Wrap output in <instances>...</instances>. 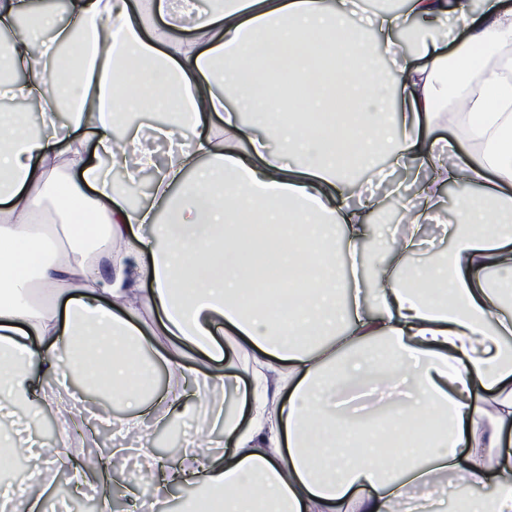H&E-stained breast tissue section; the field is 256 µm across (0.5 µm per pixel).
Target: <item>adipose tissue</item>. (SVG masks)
Wrapping results in <instances>:
<instances>
[{"mask_svg": "<svg viewBox=\"0 0 512 512\" xmlns=\"http://www.w3.org/2000/svg\"><path fill=\"white\" fill-rule=\"evenodd\" d=\"M354 14V0H0V34L12 35L0 94L37 102L39 116L0 113L1 413L66 409L62 392L34 393L32 367L62 384L81 373L128 404L117 424L141 436L153 472L146 420L166 413L140 405L163 367L169 405L194 394L199 431L224 428L187 512H440L447 488L487 483L452 512H512V0ZM377 48L390 96L369 64ZM324 58L335 66L313 83ZM282 81L303 121L282 123L270 90ZM214 112L221 128L207 124ZM424 123L457 130L473 164L458 163L455 141L421 139ZM159 136L171 141L162 160L147 145ZM376 154L416 192L369 297H349L339 255L357 254L377 203L350 205L343 172ZM147 172L148 199L130 202ZM491 175L499 191L483 190ZM450 182L451 250L408 265ZM269 253L292 282L286 322L252 299L278 291L261 279ZM221 320L253 352L252 383L195 360L223 358ZM216 386L220 406L207 398ZM390 430L420 431L423 445L386 450Z\"/></svg>", "mask_w": 512, "mask_h": 512, "instance_id": "obj_1", "label": "adipose tissue"}]
</instances>
